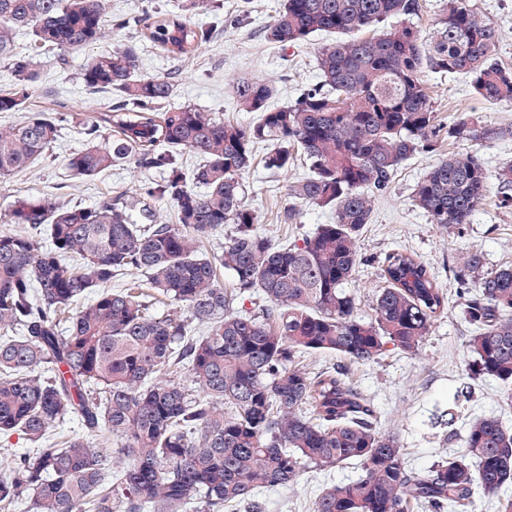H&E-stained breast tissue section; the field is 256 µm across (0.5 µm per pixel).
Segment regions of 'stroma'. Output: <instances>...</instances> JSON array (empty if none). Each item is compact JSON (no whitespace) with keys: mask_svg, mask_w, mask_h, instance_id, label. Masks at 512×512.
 Returning a JSON list of instances; mask_svg holds the SVG:
<instances>
[{"mask_svg":"<svg viewBox=\"0 0 512 512\" xmlns=\"http://www.w3.org/2000/svg\"><path fill=\"white\" fill-rule=\"evenodd\" d=\"M219 13L188 12L194 26L207 29L209 37L192 53L179 57L161 47H141L139 69L147 75L174 78L172 106L193 105L223 120L247 123L250 113L239 111L235 85L241 78L271 82L277 104L292 102L303 89L318 81L316 54L326 35L311 37L297 48L284 49L267 42L262 29L277 14L282 0H222ZM482 17L490 19L498 33L495 53L512 65V0H469ZM112 41L69 51L34 53L33 41L20 35L14 46L17 55H35V93L25 110L0 112V129L23 122L28 111L65 103L60 136L46 160L0 179V216L7 214L20 198L56 202L95 204L108 195L123 193L139 197L142 189L159 180L157 170L132 163L113 168L91 178L71 175L66 160L85 144L83 121L106 111L110 94L87 90L80 72L100 50L112 48ZM427 83L435 102L442 130L432 151L416 155L396 172L386 193L373 197L372 220L358 239V250L365 260L351 283L359 300V313L373 314V301L384 281L381 261L387 252L406 248L417 253L435 272L448 295V311L434 323L431 333L415 355L387 351L376 362L361 365L338 356L306 353L297 359L301 372L313 373L335 365L344 368L348 380L368 394L377 411V428L382 435L396 438L408 464L424 470L433 462L459 452L461 442L446 441L445 430L436 422L445 412L455 415L456 432H464L469 422L481 415H501L512 427V407L503 404L498 385L475 381L468 397H461L460 369L464 359L468 328L458 313L457 284L452 269L471 251L485 254L490 266H512V207L500 204L495 175L512 162V104L481 100L472 94L462 76L427 73ZM468 112L484 124L505 131L504 139L492 143L458 140L446 128L461 112ZM477 153L489 174L486 200L470 223L446 228L431 223L412 201L417 181L435 164L455 153ZM307 171L303 159H295L288 170L270 172L254 163L245 172L247 188L244 203L259 216L258 231L272 244L280 245L312 232L317 225L331 223L333 214L312 206L302 209L300 223H280L277 214L288 200V190ZM354 465L325 471L310 470L285 488L262 490L265 512H312L316 495L324 484L350 480Z\"/></svg>","mask_w":512,"mask_h":512,"instance_id":"obj_1","label":"stroma"}]
</instances>
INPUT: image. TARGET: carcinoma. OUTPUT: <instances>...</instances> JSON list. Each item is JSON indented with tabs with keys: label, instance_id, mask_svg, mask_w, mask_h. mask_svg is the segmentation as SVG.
I'll return each mask as SVG.
<instances>
[{
	"label": "carcinoma",
	"instance_id": "cac0c4a2",
	"mask_svg": "<svg viewBox=\"0 0 512 512\" xmlns=\"http://www.w3.org/2000/svg\"><path fill=\"white\" fill-rule=\"evenodd\" d=\"M219 9V0H188L112 22L105 0H0V60L14 75L0 112L22 110L33 93L32 61L13 52L17 32L63 51L114 31L139 34L82 69L84 86L114 103L86 120V145L67 165L87 178L127 161L156 169L162 178L145 194L174 212L164 223L118 194L91 206L18 199L4 216L30 232H0V434L17 433L30 448L0 450L9 472L0 512L22 502L32 512H264L259 489L351 463L355 477L323 486L313 512H410L415 504L478 512V494L512 485V430L498 415L475 418L461 452L413 472L341 367L309 375L295 362L304 353L356 363L390 348L413 355L447 313L435 274L404 249L382 260L386 286L373 316L358 314L348 284L362 265L357 241L372 196L439 133L425 70L462 75L479 98L512 103V67L495 56V26L468 0H448L426 43L413 23L420 0H283L264 37L288 48L332 36L316 57L320 85L281 106L272 84L242 78L238 108L255 114L242 124L195 106L164 108L171 78L138 66L139 39L185 56L208 32L183 12ZM60 129L56 114L31 112L0 130V179L47 159ZM448 134L490 142L502 132L464 112ZM260 145L271 171L297 155L307 166L289 190L283 223H297L304 204L332 210L333 223L282 246L257 231L242 174ZM184 150L201 158L188 173ZM497 180L500 203L511 206L512 164ZM486 192L481 157L455 154L430 167L413 201L450 228L469 223ZM226 224L234 231L223 249L205 252ZM134 270L142 281L110 289ZM224 271L238 294L257 293L266 305L233 311ZM455 278L461 319L472 327L461 378L497 381L512 405V266L492 268L476 250ZM160 303L184 306L189 317L159 315ZM195 322L207 325L204 335H195ZM72 419L80 431L49 442V428ZM113 438L122 466L107 483Z\"/></svg>",
	"mask_w": 512,
	"mask_h": 512
}]
</instances>
